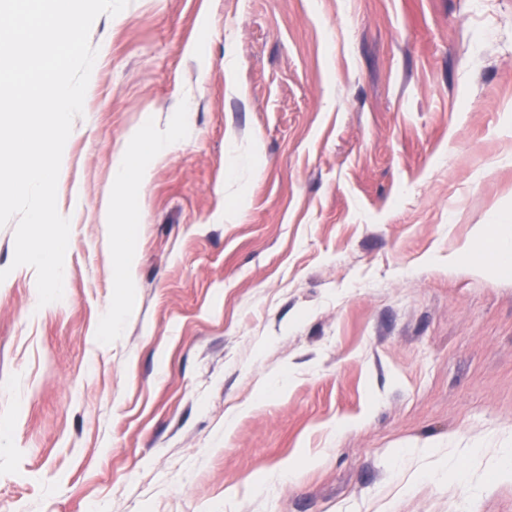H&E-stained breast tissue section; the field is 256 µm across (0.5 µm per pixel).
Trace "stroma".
Masks as SVG:
<instances>
[{
  "mask_svg": "<svg viewBox=\"0 0 512 512\" xmlns=\"http://www.w3.org/2000/svg\"><path fill=\"white\" fill-rule=\"evenodd\" d=\"M90 43L61 300L0 228V512H512V0H130ZM147 174L145 166L127 160L120 161L113 168V180L121 185L139 184L146 179Z\"/></svg>",
  "mask_w": 512,
  "mask_h": 512,
  "instance_id": "35a3bbf8",
  "label": "stroma"
}]
</instances>
